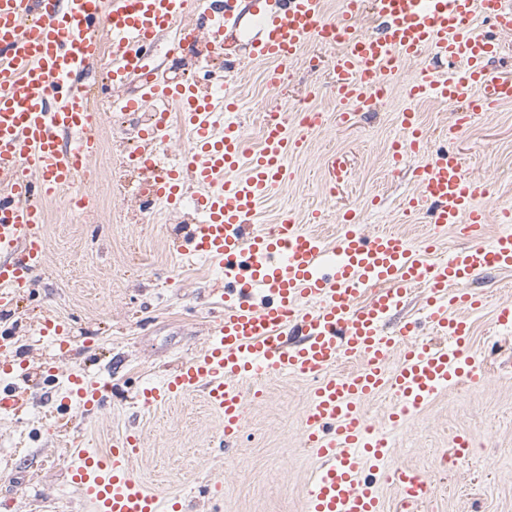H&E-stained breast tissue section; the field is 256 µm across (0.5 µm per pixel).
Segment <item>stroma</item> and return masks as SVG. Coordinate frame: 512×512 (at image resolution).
Instances as JSON below:
<instances>
[{
	"mask_svg": "<svg viewBox=\"0 0 512 512\" xmlns=\"http://www.w3.org/2000/svg\"><path fill=\"white\" fill-rule=\"evenodd\" d=\"M331 47L312 42L289 70L283 92L266 89L267 64L245 63L229 81L240 105L245 144L257 149L261 133L248 102L266 105L311 97L326 113L322 128L302 130L289 120L288 131L304 136L306 147L290 162L291 177L260 206L256 224L267 227L292 213L296 223L333 240L340 215L357 209L365 230L387 229L421 245L430 230L426 220L407 223L400 204L417 187L407 168L392 172L394 141H405L399 113L407 83L420 66L400 70L396 91L375 110L337 120L326 60ZM102 123L100 149L91 161L98 178L85 185L91 206L74 211L68 192L48 204L47 258L14 310L0 311V334L12 337L18 359L39 365L53 359L56 380L31 386L24 415L0 413V512H93L70 481L69 468L79 449L109 453L115 440L135 432L139 446L134 471L160 499L180 498L183 512H304L305 493L320 462L303 440L304 416L313 383L297 376L257 380L262 396L247 403L246 426L233 446L222 447L224 422L196 390L145 410L134 396L147 383H159L169 365L192 358L222 314L212 289L224 278L212 262L180 260L175 245L186 233L187 216L168 209L142 211L126 162L139 145L137 125L146 113L112 111V95ZM459 101L424 99L419 122L431 147L457 150L469 176L487 193L479 203L488 214L512 204V103L497 107L470 126L455 128ZM345 158L347 177L331 191L329 161ZM324 221L309 224L313 210ZM467 288L487 304L471 313V349L481 366L478 383L452 385L446 392L391 424L390 392L366 404L368 421L388 430L392 442L387 468L432 471L440 449L457 438L489 440L490 451L434 476L433 493L421 512H512V329L496 323L499 307L512 306V270L491 269L472 277ZM46 318L64 325L71 345L60 350L38 336ZM107 382L104 405L72 408L57 417L55 406L67 396L69 379ZM222 483L224 500L203 493Z\"/></svg>",
	"mask_w": 512,
	"mask_h": 512,
	"instance_id": "obj_1",
	"label": "stroma"
}]
</instances>
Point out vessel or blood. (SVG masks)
<instances>
[{
    "label": "vessel or blood",
    "instance_id": "obj_1",
    "mask_svg": "<svg viewBox=\"0 0 512 512\" xmlns=\"http://www.w3.org/2000/svg\"><path fill=\"white\" fill-rule=\"evenodd\" d=\"M368 5L383 21L379 33L362 25ZM247 15L256 22L248 57L272 63L268 80L275 86L305 45L338 34L327 62L333 89L340 104L358 110L375 105L378 86L402 63L425 61L406 88L408 105L400 114L407 143L391 160L397 168L405 155L420 159L412 169L420 192L404 199L402 213L410 220L428 215L439 230L458 228L467 246L435 260L434 239L418 249L398 233L365 231L352 209L343 213L332 244L284 220L255 225L259 205L287 183L303 138L290 137L281 118L265 128L257 150H247L233 97L167 81L155 64L161 55L180 62L202 42L223 54L225 74L235 73L240 63L226 36ZM488 22L512 31V0H346L334 16L324 0H0V309L10 308L45 265L48 202L84 182L90 170L102 123L88 109L87 77L95 61L110 55L109 84L124 110L169 100L191 139L181 164L168 166L162 149L167 115L156 113L135 156L145 175L141 197L177 210L193 193L202 219L179 253L224 271V316L211 328L207 347L160 384L143 388L142 407L203 390L230 440L245 427L248 380L262 373L309 377L314 389L303 437L321 465L308 485L307 512H387L378 486L385 476L398 490L399 512H417L432 494L430 479L412 469L386 471L390 440L362 408L391 390L397 401L389 418L398 422L449 382L474 381L480 370L467 315L486 299L466 283L479 272L512 268V208L498 209L502 229L483 245L487 214L478 204L479 186L457 153L427 151L412 104L466 100L459 117L465 124L512 101V75L488 65L502 49L484 32ZM418 286L426 292L431 331L444 345L417 340L415 321L387 326ZM395 353L400 365L392 373L387 364ZM341 360L355 363V370L334 373ZM72 384L58 414L75 405L97 407L106 390L79 377ZM24 407L16 384L1 380L0 410ZM137 443L129 433L107 454L79 451L72 484L96 512H180L181 502L161 501L135 475Z\"/></svg>",
    "mask_w": 512,
    "mask_h": 512
}]
</instances>
